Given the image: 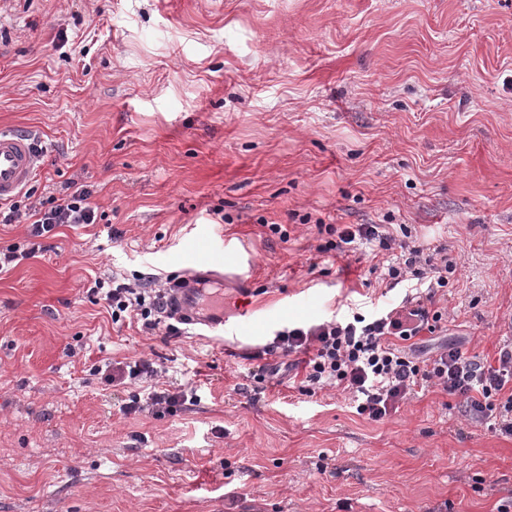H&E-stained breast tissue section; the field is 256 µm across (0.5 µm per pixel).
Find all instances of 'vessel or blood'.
<instances>
[{
	"instance_id": "vessel-or-blood-1",
	"label": "vessel or blood",
	"mask_w": 512,
	"mask_h": 512,
	"mask_svg": "<svg viewBox=\"0 0 512 512\" xmlns=\"http://www.w3.org/2000/svg\"><path fill=\"white\" fill-rule=\"evenodd\" d=\"M40 161L41 155L28 135L0 130V202L12 199L31 183ZM212 263L211 270L188 271V286L178 296V310L192 324L220 331L224 328V307L210 302L207 286L228 271L249 278L252 261L228 242L218 249Z\"/></svg>"
}]
</instances>
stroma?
<instances>
[{"instance_id":"stroma-1","label":"stroma","mask_w":512,"mask_h":512,"mask_svg":"<svg viewBox=\"0 0 512 512\" xmlns=\"http://www.w3.org/2000/svg\"><path fill=\"white\" fill-rule=\"evenodd\" d=\"M37 198L91 190L0 273V512H497L512 437L436 388L381 422L254 355L284 326L387 297L316 225L403 224L447 248L453 342L512 337V0H0V129ZM253 317L226 342L113 323L90 281L166 278L219 240ZM145 357L199 403L123 416L97 369Z\"/></svg>"}]
</instances>
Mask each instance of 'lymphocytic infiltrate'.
<instances>
[{
  "label": "lymphocytic infiltrate",
  "mask_w": 512,
  "mask_h": 512,
  "mask_svg": "<svg viewBox=\"0 0 512 512\" xmlns=\"http://www.w3.org/2000/svg\"><path fill=\"white\" fill-rule=\"evenodd\" d=\"M89 189L51 196L38 203L13 202L0 209V222L31 220L32 241L26 249L9 248L0 256V268L41 252L42 237L64 224H97L105 212L91 202ZM331 239L318 250L350 253L368 247L374 258L372 272L380 283L393 289L405 285L398 304L373 307L369 313L351 309L311 325L285 327L263 349L269 356L304 354L310 386L342 389L350 395L358 416L379 422L419 390L436 387L457 397L477 422L512 436V343L500 347L495 362L470 354L455 345L443 344L428 356H420L413 338L435 332L443 319L435 310L436 296L448 286L454 265L443 247L405 240L386 224H356L344 228L325 225ZM170 285L149 287L146 278L131 282L94 279L89 293L104 301L113 321L133 317L145 330L165 327L179 334L169 307ZM196 389L154 390L132 395L121 407L123 415L173 413L185 403H197Z\"/></svg>",
  "instance_id": "f902f5d3"
}]
</instances>
